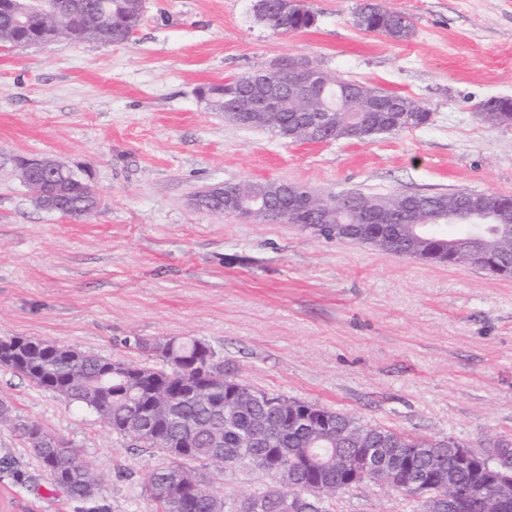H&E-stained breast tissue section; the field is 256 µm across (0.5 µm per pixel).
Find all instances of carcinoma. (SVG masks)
<instances>
[{
	"label": "carcinoma",
	"mask_w": 512,
	"mask_h": 512,
	"mask_svg": "<svg viewBox=\"0 0 512 512\" xmlns=\"http://www.w3.org/2000/svg\"><path fill=\"white\" fill-rule=\"evenodd\" d=\"M41 9L54 16L59 38L81 42L88 38L113 42L112 32L121 29L133 37L143 16L127 12L128 0H44ZM311 11L285 17L267 11L262 23L283 33L304 32L314 26ZM354 24L369 33H384L396 41L413 36L410 18L401 12L364 0L356 5ZM92 26L96 32L84 38L74 33ZM23 37L12 22L0 16V45L10 46ZM270 78L289 87L282 98L283 117L291 118L298 102L293 97L303 79L283 68ZM337 97L328 104L337 108L336 122L348 112L364 123L395 125L394 110L367 112L355 98L346 80H335ZM512 111V99L490 98L478 104L483 119L496 122V112ZM55 187L61 202L72 208L88 207L87 191L66 176H59ZM367 203L385 205L387 224H356L353 210ZM330 229L322 234L328 240L363 244L384 253L413 257L447 266L469 265L470 232H457L448 224L419 236L394 210L395 197L361 196L349 204L340 194L324 199ZM485 248L492 251L504 268L512 265V224H496ZM34 338L15 336L0 339V365L12 368L36 385L64 398L81 403L100 414L112 432L131 435L143 426L151 436L141 440L165 460L152 472L145 492L159 512H285L284 500L297 502V512H327L324 503L336 493L357 486L349 478L353 464L369 457L381 469L368 481L385 484L392 479L393 490L407 495L403 486L414 480L418 469L428 470L432 494L419 503V512H444L448 496L461 501L462 512H512V482H499L485 464L482 451H473L472 466L460 469L452 463L448 448L467 444L453 437L412 435L371 425L361 418L331 408H322L320 427L304 421V401L258 389L224 370V361L211 347L187 337L170 347L159 338H137L134 349L141 360L124 361L130 372H112V360L64 346L48 353L32 345ZM0 425H9L25 438L40 466L52 482L79 500L98 497L100 484L94 470L75 448L37 423L23 422L0 399ZM224 452V461L213 459ZM188 461L211 465L218 474L248 467L267 479L264 487L235 500H227L217 487L186 466Z\"/></svg>",
	"instance_id": "1"
}]
</instances>
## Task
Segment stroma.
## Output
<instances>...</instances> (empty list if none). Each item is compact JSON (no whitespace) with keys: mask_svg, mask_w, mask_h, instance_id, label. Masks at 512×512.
I'll return each instance as SVG.
<instances>
[{"mask_svg":"<svg viewBox=\"0 0 512 512\" xmlns=\"http://www.w3.org/2000/svg\"><path fill=\"white\" fill-rule=\"evenodd\" d=\"M359 2L304 0L315 26L282 33L254 20L252 0H144L120 44L0 47V339L132 359L134 338L195 337L259 389L412 434L512 438V279L195 203L212 185L259 180L321 197L512 195V125L476 111L512 98V0H379L410 16L403 42L358 29ZM288 59L413 98L432 120L303 143L236 126L197 97ZM35 157L89 173L97 210L76 221L37 207L17 167ZM0 398L68 440L101 484L96 500L71 498L0 427V512H157L144 492L163 464L152 449L3 366ZM416 508L367 482L332 512Z\"/></svg>","mask_w":512,"mask_h":512,"instance_id":"stroma-1","label":"stroma"}]
</instances>
